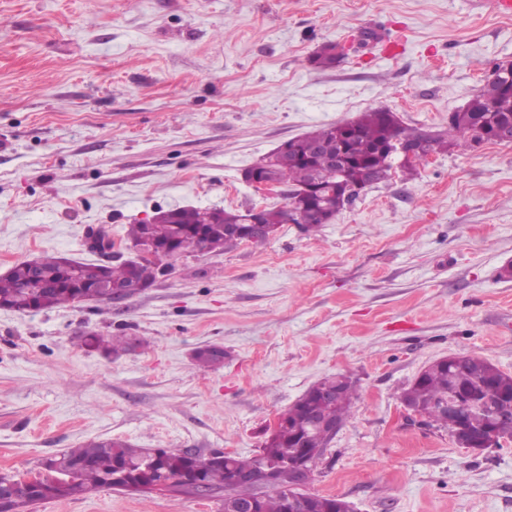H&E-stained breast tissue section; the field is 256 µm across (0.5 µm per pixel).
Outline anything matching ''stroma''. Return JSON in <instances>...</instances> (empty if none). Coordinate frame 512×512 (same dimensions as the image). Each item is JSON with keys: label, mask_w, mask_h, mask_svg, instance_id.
<instances>
[{"label": "stroma", "mask_w": 512, "mask_h": 512, "mask_svg": "<svg viewBox=\"0 0 512 512\" xmlns=\"http://www.w3.org/2000/svg\"><path fill=\"white\" fill-rule=\"evenodd\" d=\"M342 47L335 68L308 59ZM494 0H0V275L182 206H283L243 171L283 142L384 107L448 126L495 64ZM96 331L145 341L111 357ZM222 346V365L193 353ZM476 355L512 374V144H459L395 172L307 234L174 262L123 303L0 309V475L98 438L256 454L312 385L356 388L306 488L357 512H512V439L459 447L402 393ZM32 512H223L221 497L113 491Z\"/></svg>", "instance_id": "1"}]
</instances>
